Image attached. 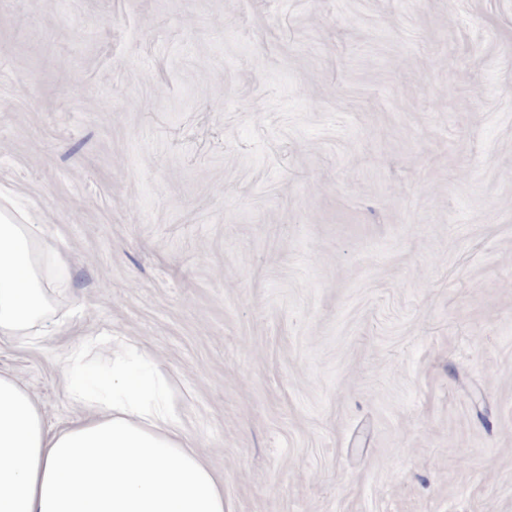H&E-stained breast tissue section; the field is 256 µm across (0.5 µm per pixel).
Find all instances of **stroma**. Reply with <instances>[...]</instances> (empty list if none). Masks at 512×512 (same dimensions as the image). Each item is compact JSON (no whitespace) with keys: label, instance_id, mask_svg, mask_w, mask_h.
I'll list each match as a JSON object with an SVG mask.
<instances>
[{"label":"stroma","instance_id":"obj_1","mask_svg":"<svg viewBox=\"0 0 512 512\" xmlns=\"http://www.w3.org/2000/svg\"><path fill=\"white\" fill-rule=\"evenodd\" d=\"M0 192L49 425L124 336L228 512H512V0H0ZM8 203L0 195V336L30 342L48 336L50 290L58 284L52 270L65 271L67 261Z\"/></svg>","mask_w":512,"mask_h":512}]
</instances>
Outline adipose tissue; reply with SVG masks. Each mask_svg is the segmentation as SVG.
<instances>
[{"mask_svg":"<svg viewBox=\"0 0 512 512\" xmlns=\"http://www.w3.org/2000/svg\"><path fill=\"white\" fill-rule=\"evenodd\" d=\"M67 261L0 196V336L47 335L54 271ZM92 340L61 362L69 397L86 417L47 426L35 398L0 373V512H227L224 486L184 433L165 378L141 374L144 355L112 346L99 380Z\"/></svg>","mask_w":512,"mask_h":512,"instance_id":"adipose-tissue-1","label":"adipose tissue"}]
</instances>
